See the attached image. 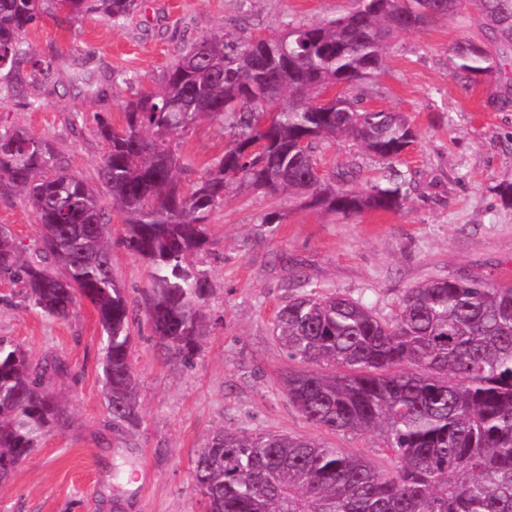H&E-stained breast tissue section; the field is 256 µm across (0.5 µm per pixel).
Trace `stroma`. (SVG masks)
Instances as JSON below:
<instances>
[{"mask_svg": "<svg viewBox=\"0 0 512 512\" xmlns=\"http://www.w3.org/2000/svg\"><path fill=\"white\" fill-rule=\"evenodd\" d=\"M359 0H139L127 20L97 15L66 18L45 0L39 20L23 35L42 59L62 62L54 79L29 87L30 104L0 101V130L25 127L49 141L70 170L99 185L109 221L112 274L130 301H141L148 269L122 244L124 216L99 169L105 144L99 121L124 123L125 103L154 85L184 41L226 34L245 38L280 33L284 22L316 25L356 9ZM491 43L478 6L438 17L423 28L394 34L377 73L348 88L364 108L398 112L415 132L409 149L382 160L342 137L317 145L322 173L356 167V189L401 172L409 199L399 211L366 210L349 217L310 199L238 191L210 218L207 249L189 262L204 271L210 290L202 303L207 331L190 363L176 361L152 338L148 324L133 329L131 361L139 376L140 426L114 425L102 383V329L86 303L65 320L42 314L19 284L0 279V337L34 358L61 359L67 371L48 389L63 421L45 433L33 454L0 483V512H205L192 477L193 460L221 429L276 431L311 438L383 465L379 432L336 433L307 421L283 389L293 366L272 323L297 277L321 292L361 300L392 318L408 288L433 279L478 276L512 285V107L492 105L494 82L462 83L449 72L453 48ZM87 63L107 83L90 101L70 84V63ZM134 83L111 85V73ZM230 139L224 122L204 119L178 150L189 168L190 191ZM279 223H269L270 215ZM0 226L30 251L41 226L25 195L0 182Z\"/></svg>", "mask_w": 512, "mask_h": 512, "instance_id": "obj_1", "label": "stroma"}]
</instances>
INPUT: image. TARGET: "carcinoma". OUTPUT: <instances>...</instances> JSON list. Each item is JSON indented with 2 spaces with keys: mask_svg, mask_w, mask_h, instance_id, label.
Segmentation results:
<instances>
[{
  "mask_svg": "<svg viewBox=\"0 0 512 512\" xmlns=\"http://www.w3.org/2000/svg\"><path fill=\"white\" fill-rule=\"evenodd\" d=\"M42 0H0V95L21 97L50 78V61L23 40ZM69 18H129L138 0H55ZM370 6L316 26L243 40L213 36L183 46L156 89L125 105V125L101 121L103 184L125 215L123 243L149 269L145 320L180 361L200 348L205 273L187 264L209 245L208 220L233 190L286 191L349 216L403 208L406 181L368 191L320 175L318 140L347 137L379 158L414 142L407 120L367 110L358 100L324 99L338 84H359L381 63L392 35L453 16L466 0H366ZM495 37L455 47L453 76L498 80L512 52V0H472ZM69 80L84 98L105 89L87 69ZM203 118L234 129L224 154L193 190L180 188L187 163L174 149ZM257 140L262 153H247ZM0 181L19 188L42 227L41 247L25 257L0 228V277L22 284L44 314L65 319L88 301L105 335L103 386L115 425L141 422L131 363L136 315L112 276L111 242L98 192L77 176L51 143L22 127L0 133ZM303 294L276 315V340L291 361L307 365L283 378L288 402L308 421L334 432L379 431L392 467L325 447L304 436L215 432L193 462L206 512H512V286L480 278L439 279L407 291L390 320L341 293ZM65 363L34 360L0 338V481L26 460L60 421L47 376Z\"/></svg>",
  "mask_w": 512,
  "mask_h": 512,
  "instance_id": "carcinoma-1",
  "label": "carcinoma"
}]
</instances>
